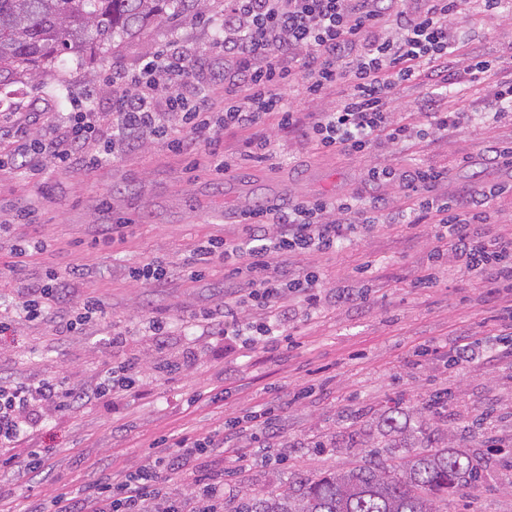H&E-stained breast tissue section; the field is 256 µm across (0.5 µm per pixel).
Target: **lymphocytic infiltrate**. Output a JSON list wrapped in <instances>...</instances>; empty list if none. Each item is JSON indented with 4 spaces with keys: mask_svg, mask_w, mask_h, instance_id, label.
I'll return each mask as SVG.
<instances>
[{
    "mask_svg": "<svg viewBox=\"0 0 512 512\" xmlns=\"http://www.w3.org/2000/svg\"><path fill=\"white\" fill-rule=\"evenodd\" d=\"M423 2V8L409 11L388 0H224L222 34L216 41L226 93L221 116H214L201 93L185 94L183 80L195 61L183 44L171 40L148 54L137 73L109 74L112 106L106 122L112 141L105 152L91 148L105 122L98 113L78 109L60 121L46 122L35 112L28 126L17 131L22 140L19 154L0 153V171L18 165L39 175L50 166L70 169L80 159L93 167L113 155L126 136L146 129L179 153L187 141L172 135L173 119L189 130L192 141L203 145L207 165L218 174L229 165L219 129H252L270 114L277 115L279 127L301 132L326 150L363 154L381 140L408 143L419 132L393 116L392 94L416 80L449 86L459 52L452 20L465 0ZM347 59L352 67L346 71L342 63ZM297 76L314 99L344 78L350 89L336 109L306 116L278 90ZM370 177L376 182L398 181L413 201L416 223L442 226L433 257L452 253L461 268L479 280L512 288V239L493 238L484 231L483 209L490 196L484 187L443 202L434 190L447 179L445 171L418 167L400 176L385 166L373 168ZM332 211L339 217L331 221L327 215ZM370 221L348 200L298 201L250 210L242 214L240 239H208L176 271L148 262L130 266L127 275L133 282L163 288L176 275L197 279L213 260L236 262V280L224 291L223 307L199 312L197 318L229 339L243 332V309L264 310L269 320L255 331L274 342L293 316L287 294L303 297L313 307L321 300L319 274L305 266H289V255L335 248L350 239L356 225ZM9 311L11 319L0 320V332L14 323H42L70 334L107 314L104 302L95 297L77 306L66 304L52 270L28 284ZM139 369L138 358L124 359L91 388L75 387L62 374L35 384L1 382L0 464L14 465L10 450L34 433L36 411L66 413L109 393L124 394L134 388ZM219 445L212 437L161 440L134 473L102 478L77 497L57 495L55 512H219L224 484L200 472L201 458ZM177 479L190 481L191 503L167 496V484Z\"/></svg>",
    "mask_w": 512,
    "mask_h": 512,
    "instance_id": "f902f5d3",
    "label": "lymphocytic infiltrate"
}]
</instances>
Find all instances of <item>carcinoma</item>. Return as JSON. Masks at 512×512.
<instances>
[{"label":"carcinoma","instance_id":"1","mask_svg":"<svg viewBox=\"0 0 512 512\" xmlns=\"http://www.w3.org/2000/svg\"><path fill=\"white\" fill-rule=\"evenodd\" d=\"M207 12L208 0H0V87L56 72L64 54L81 61L118 37ZM421 422L425 454L390 467L370 460L281 493L251 495L237 512H443L448 495L477 487L481 475L466 450L433 448L428 419Z\"/></svg>","mask_w":512,"mask_h":512}]
</instances>
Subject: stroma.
Here are the masks:
<instances>
[{"instance_id": "obj_1", "label": "stroma", "mask_w": 512, "mask_h": 512, "mask_svg": "<svg viewBox=\"0 0 512 512\" xmlns=\"http://www.w3.org/2000/svg\"><path fill=\"white\" fill-rule=\"evenodd\" d=\"M224 0H210L199 21L149 26L116 42L91 63L67 58L65 101L46 95L45 79L22 77L15 84L14 116L0 125V146L12 148L10 131L32 112H67L73 104L103 111L112 101L109 72L133 73L151 48L175 39L187 45L197 65L188 90H204L213 111L224 109V84L214 75L211 44ZM465 51L492 62L496 80L512 79V0L493 16L476 0L454 18ZM495 80H485L466 103L459 128L434 132L407 146L381 145L357 155L325 152L315 143L281 129L268 118L251 131L222 132L226 154L241 162L226 174L213 172L194 141L173 153L143 134L96 167L51 170L45 181L25 171L0 172V290L17 300L22 286L56 271L64 299L77 304L89 296L104 301L108 314L82 332L63 335L46 324L22 325L0 334V379L36 382L62 373L78 386L97 382L108 361L142 360L141 377L129 393L105 396L71 414L40 418L35 438L21 442L16 458L39 450L35 472L18 477L0 467V512H26L31 495L51 507L56 494L80 493L101 477L135 471L154 441L189 434L205 437L237 421H248L277 394L285 395L273 426L259 438L243 437L211 449L201 464L224 482V512H237L245 494H268L289 483L316 478L369 458L385 444V418L398 407L416 427L428 396L450 397L431 425L451 447L468 446L481 474L477 489L448 499L447 512H512V362L495 358L506 332L499 313L512 306V290H496L460 269L453 255L432 263L435 227L408 231V201L398 184L371 181L369 171L389 166L404 172L430 166L448 172L438 195L456 197L475 183L496 188L486 206L489 234L512 236V167L500 157L512 145V118L490 119ZM453 107L424 82L399 86L395 117L421 122L432 99ZM274 155L257 159L260 139ZM357 199L379 205L385 224L359 227L354 237L327 253L290 257V264L314 267L322 278L319 309L302 298L286 331L292 347L256 344L243 337L223 340L190 312L224 304L231 265L215 261L200 280L173 278L168 287L132 282L135 263L181 266L212 237L241 236L239 214L295 199ZM34 205V224H13L12 212ZM130 225L124 240H103V225ZM31 248L21 274H13L17 246ZM434 274L431 287H416ZM361 291L357 302L341 305L343 289ZM165 318L167 331L151 336L149 320ZM130 327L124 347L112 345V330ZM476 354L463 369L452 363L457 344ZM252 448L247 461L236 451Z\"/></svg>"}]
</instances>
